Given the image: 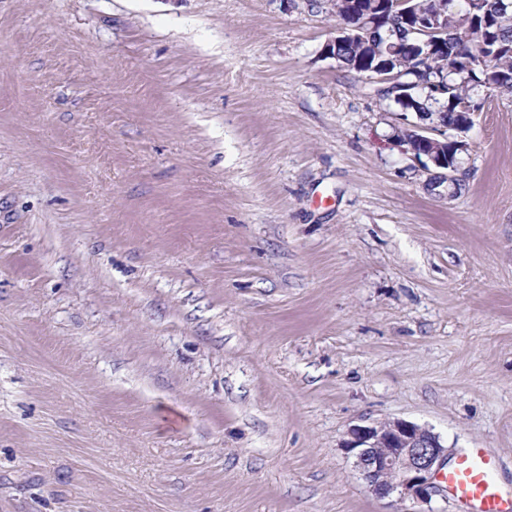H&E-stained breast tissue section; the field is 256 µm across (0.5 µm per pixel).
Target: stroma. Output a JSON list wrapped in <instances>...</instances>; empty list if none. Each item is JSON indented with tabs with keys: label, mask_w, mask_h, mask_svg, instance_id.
<instances>
[{
	"label": "stroma",
	"mask_w": 512,
	"mask_h": 512,
	"mask_svg": "<svg viewBox=\"0 0 512 512\" xmlns=\"http://www.w3.org/2000/svg\"><path fill=\"white\" fill-rule=\"evenodd\" d=\"M306 0H0V512H412L405 420L512 495V94L456 171ZM346 442L355 467L369 491L379 498L396 495L411 505H428L446 492L464 512H512V496L495 479V461L483 448H470L447 470L448 449L439 435L417 424L397 420L357 425ZM441 472V473H440ZM439 476V483L437 476Z\"/></svg>",
	"instance_id": "obj_1"
}]
</instances>
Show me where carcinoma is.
Instances as JSON below:
<instances>
[{"label":"carcinoma","instance_id":"obj_1","mask_svg":"<svg viewBox=\"0 0 512 512\" xmlns=\"http://www.w3.org/2000/svg\"><path fill=\"white\" fill-rule=\"evenodd\" d=\"M465 0H450L448 10L439 18L441 31L436 37L443 40L444 49L437 52L438 68L433 76L448 79L447 93L435 95L423 84L416 73L417 55L422 52L425 37L408 30L401 17L389 23H378L374 31L354 39L336 41V61L344 68L363 77L388 58L391 44H399L397 54L391 57V73L400 85L397 93L377 89L371 91L388 106H396L402 112L430 113L437 126L446 129L448 139L459 132L470 131L460 128L465 121L462 113L470 111V104L476 101L479 90L498 91L497 85L512 80V0H481L480 22H491L495 26L489 41L479 42L470 37L464 21ZM469 58L478 65L470 71L448 72L450 58Z\"/></svg>","mask_w":512,"mask_h":512}]
</instances>
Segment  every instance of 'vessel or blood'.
<instances>
[{
	"mask_svg": "<svg viewBox=\"0 0 512 512\" xmlns=\"http://www.w3.org/2000/svg\"><path fill=\"white\" fill-rule=\"evenodd\" d=\"M494 472V459L484 449L471 448L441 471L439 483L465 512H512V496L500 491Z\"/></svg>",
	"mask_w": 512,
	"mask_h": 512,
	"instance_id": "vessel-or-blood-1",
	"label": "vessel or blood"
}]
</instances>
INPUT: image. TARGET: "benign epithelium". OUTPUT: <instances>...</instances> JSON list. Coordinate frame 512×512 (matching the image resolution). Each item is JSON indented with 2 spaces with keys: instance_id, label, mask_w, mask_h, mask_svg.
Segmentation results:
<instances>
[{
  "instance_id": "1",
  "label": "benign epithelium",
  "mask_w": 512,
  "mask_h": 512,
  "mask_svg": "<svg viewBox=\"0 0 512 512\" xmlns=\"http://www.w3.org/2000/svg\"><path fill=\"white\" fill-rule=\"evenodd\" d=\"M445 0H383L392 16L414 13L417 30L424 33L439 31L438 18ZM364 22L343 24L323 46V55H331L336 41L359 36ZM417 134L407 144L413 158L424 156L435 166L450 171L457 165L448 163V149L434 137L432 127L417 124ZM345 448L355 457V467L369 491L379 498L397 496L411 505H427L443 493L437 476L448 460L439 435L417 424L397 420L370 426L357 425L350 431Z\"/></svg>"
}]
</instances>
